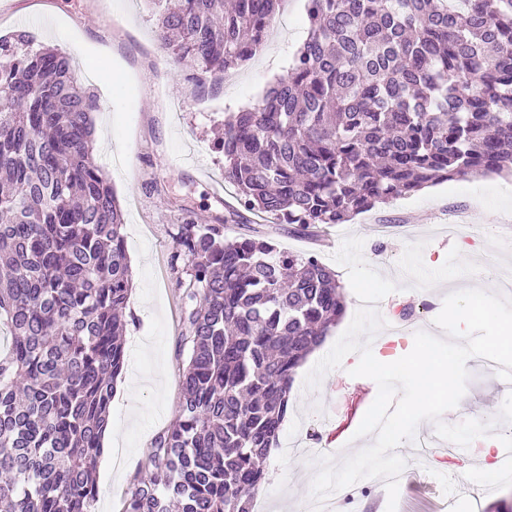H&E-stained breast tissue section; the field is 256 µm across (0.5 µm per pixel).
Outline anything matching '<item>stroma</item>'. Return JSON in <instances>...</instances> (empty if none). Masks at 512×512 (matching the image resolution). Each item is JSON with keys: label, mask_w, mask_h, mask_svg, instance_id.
Masks as SVG:
<instances>
[{"label": "stroma", "mask_w": 512, "mask_h": 512, "mask_svg": "<svg viewBox=\"0 0 512 512\" xmlns=\"http://www.w3.org/2000/svg\"><path fill=\"white\" fill-rule=\"evenodd\" d=\"M304 4L285 0L273 35L254 58L221 81L202 85L194 68L173 65L146 0H0V35L32 32L35 44L60 49L81 65L75 82L93 92L99 105L93 114L94 155L124 213L132 290L124 311L123 375L137 378L138 386L111 403L121 458L115 463L105 454L98 461L95 512H124L131 489L148 468L156 436L178 415L186 329L182 290L170 262L174 225L226 222L234 233L266 238L278 250L315 253L338 271L352 314L361 302L347 268L333 256L345 237L362 238L366 263L398 285L378 303L381 317L390 318L399 304L414 305L405 335L386 328L375 334L371 350L378 359L392 361L412 349L416 332L441 336L434 319L450 292L512 281V219L498 218L502 211L512 216V177L497 191L488 190L487 179L479 176L443 182L307 234L248 212L233 215L234 189L224 182V157L214 141L225 113L255 104L286 76L307 37ZM358 361V354H348L312 389L305 387L304 373H297L288 422L279 434L283 453L267 459V479L254 499V512H297L312 495L309 467L324 455L341 464L345 452L355 449L353 435L378 393L373 380L350 376ZM467 369L465 394L443 414V422H492L512 415V382L490 373L478 359ZM400 448L414 488L399 493L398 507L413 498L434 510L450 500L453 512H494L500 499L512 497V482H488L474 448L423 458L415 442ZM337 495V512L387 509L382 483L360 481Z\"/></svg>", "instance_id": "35a3bbf8"}]
</instances>
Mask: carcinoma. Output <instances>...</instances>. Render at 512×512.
<instances>
[{
	"mask_svg": "<svg viewBox=\"0 0 512 512\" xmlns=\"http://www.w3.org/2000/svg\"><path fill=\"white\" fill-rule=\"evenodd\" d=\"M200 81L251 59L283 0H150ZM286 77L215 147L239 205L307 232L437 182L512 172V0H305ZM67 56L0 37V512H94L131 271ZM183 395L125 512H253L336 274L226 224L177 225Z\"/></svg>",
	"mask_w": 512,
	"mask_h": 512,
	"instance_id": "cac0c4a2",
	"label": "carcinoma"
}]
</instances>
